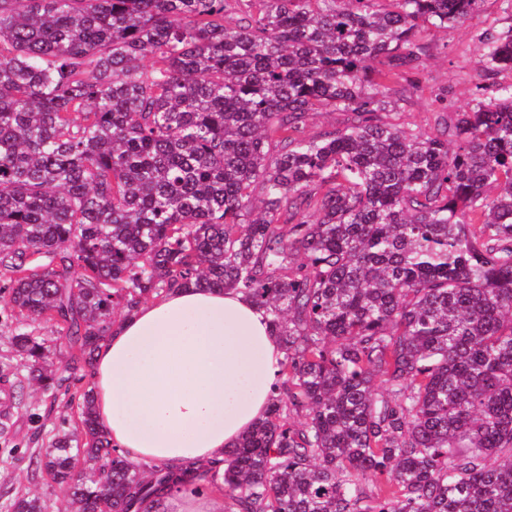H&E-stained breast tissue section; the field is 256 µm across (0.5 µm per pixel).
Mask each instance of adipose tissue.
Returning <instances> with one entry per match:
<instances>
[{"instance_id":"adipose-tissue-1","label":"adipose tissue","mask_w":512,"mask_h":512,"mask_svg":"<svg viewBox=\"0 0 512 512\" xmlns=\"http://www.w3.org/2000/svg\"><path fill=\"white\" fill-rule=\"evenodd\" d=\"M284 353L232 290L186 287L117 321L92 370L100 428L132 462H212L265 414Z\"/></svg>"}]
</instances>
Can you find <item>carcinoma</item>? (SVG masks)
<instances>
[{
  "instance_id": "1",
  "label": "carcinoma",
  "mask_w": 512,
  "mask_h": 512,
  "mask_svg": "<svg viewBox=\"0 0 512 512\" xmlns=\"http://www.w3.org/2000/svg\"><path fill=\"white\" fill-rule=\"evenodd\" d=\"M484 2L0 0V299L69 353L12 337L27 379L91 371L148 298L236 290L284 358L224 452L225 512H512V26L480 35L467 111L384 118L423 34ZM318 111L347 124L311 136ZM71 420L25 476L66 485L64 512L214 486L131 463L90 389ZM3 507L48 512L22 485Z\"/></svg>"
}]
</instances>
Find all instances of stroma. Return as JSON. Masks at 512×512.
<instances>
[{"instance_id": "1", "label": "stroma", "mask_w": 512, "mask_h": 512, "mask_svg": "<svg viewBox=\"0 0 512 512\" xmlns=\"http://www.w3.org/2000/svg\"><path fill=\"white\" fill-rule=\"evenodd\" d=\"M511 26L512 14L503 12L499 0H485L481 11L473 18L432 32V54L420 75L423 91L413 100L400 104L402 122L426 129L434 125L442 111L453 113L466 109L475 91V77L483 65L478 42L480 34ZM90 386V376L70 379L54 402L36 387H28L27 406L12 411L10 446L29 448L34 435L49 436L66 413L67 401Z\"/></svg>"}]
</instances>
